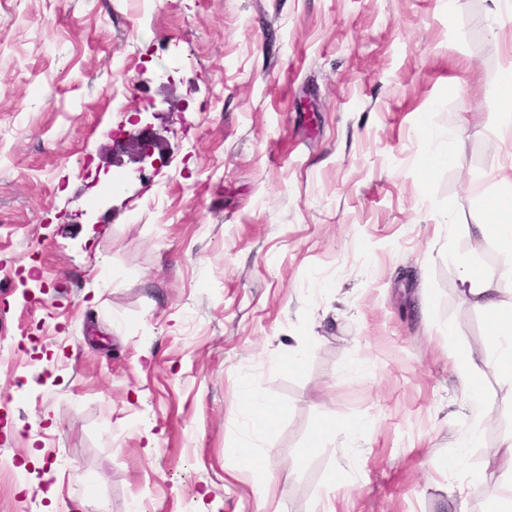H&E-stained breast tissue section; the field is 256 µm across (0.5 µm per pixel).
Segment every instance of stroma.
<instances>
[{
    "mask_svg": "<svg viewBox=\"0 0 512 512\" xmlns=\"http://www.w3.org/2000/svg\"><path fill=\"white\" fill-rule=\"evenodd\" d=\"M493 8L0 0V512H456L431 463L512 437L497 366L478 415L454 374L489 325L458 265L512 271L467 233L512 186ZM144 124L140 179L110 134ZM248 384L263 476L224 454ZM329 417L356 436L294 463ZM150 127L146 126L137 134H127L121 130L112 133V150L117 146L121 152L129 155L133 162L139 164L140 179L143 178L146 167L157 169L166 161L163 145L149 130Z\"/></svg>",
    "mask_w": 512,
    "mask_h": 512,
    "instance_id": "obj_1",
    "label": "stroma"
}]
</instances>
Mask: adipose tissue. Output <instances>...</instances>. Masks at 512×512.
I'll return each mask as SVG.
<instances>
[{"label":"adipose tissue","mask_w":512,"mask_h":512,"mask_svg":"<svg viewBox=\"0 0 512 512\" xmlns=\"http://www.w3.org/2000/svg\"><path fill=\"white\" fill-rule=\"evenodd\" d=\"M483 202L491 220L474 225L473 239L481 242L491 238L512 251V190L486 196ZM459 281L465 302L489 318L488 342L496 350L494 361L502 376L512 383V307H505L502 301L505 294L512 292V278L494 270L467 266L461 269ZM242 402L251 432L230 445L226 453L239 461L242 471L261 475L268 472L270 463L258 442L272 432L280 409L251 388L244 389ZM488 457L490 467L484 471L482 480L498 485L499 494L487 501L485 512H512V439L491 449Z\"/></svg>","instance_id":"ef3b65f1"}]
</instances>
